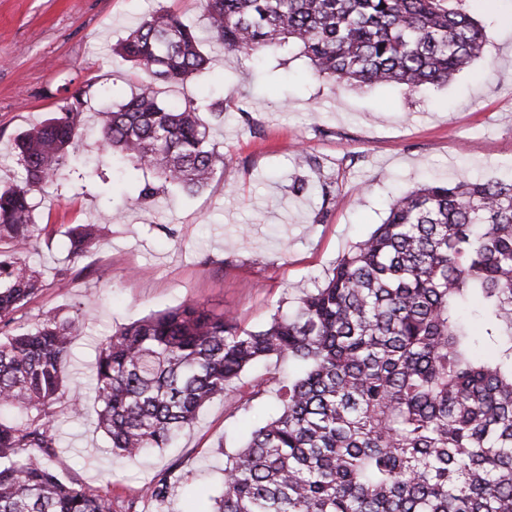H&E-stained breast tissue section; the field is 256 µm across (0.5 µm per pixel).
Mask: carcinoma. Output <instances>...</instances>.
Returning <instances> with one entry per match:
<instances>
[{
	"label": "carcinoma",
	"instance_id": "cac0c4a2",
	"mask_svg": "<svg viewBox=\"0 0 512 512\" xmlns=\"http://www.w3.org/2000/svg\"><path fill=\"white\" fill-rule=\"evenodd\" d=\"M461 0H203L209 39L255 58L299 48L332 85H445L482 57L481 26ZM114 51L145 74L98 112L102 152L191 194L224 168L200 118L163 89L201 75L209 57L190 26L158 10ZM81 95L17 136L24 171L0 188V512H115L112 498L63 480L56 405L83 313L13 314L45 286L28 261L47 227L38 196L71 172ZM67 228L66 261L101 239ZM473 307L475 322L463 318ZM286 359L272 381L280 411L225 455L212 512H512V181L429 183L393 200L386 219L291 311L260 328L195 303L121 327L98 350V423L112 453L165 448L216 397L240 402L257 363ZM176 466L145 496L163 501Z\"/></svg>",
	"mask_w": 512,
	"mask_h": 512
}]
</instances>
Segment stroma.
I'll list each match as a JSON object with an SVG mask.
<instances>
[{
    "instance_id": "35a3bbf8",
    "label": "stroma",
    "mask_w": 512,
    "mask_h": 512,
    "mask_svg": "<svg viewBox=\"0 0 512 512\" xmlns=\"http://www.w3.org/2000/svg\"><path fill=\"white\" fill-rule=\"evenodd\" d=\"M463 6L485 30L483 57L447 85L413 93L332 88L294 48L258 64L208 47L209 71L165 96L182 103L223 89V119H202L229 162L197 194L170 186L141 204L139 187L153 173H125L101 157L98 110L118 104L144 77L112 46L161 7L203 29L201 0H0V185L23 176L15 137L78 93L84 130L76 166L105 178L87 195L69 180L43 195L35 216L48 234L28 259L45 286L14 315L25 325L46 309L64 318L87 312L54 415L60 446L51 465L60 477L112 497L119 508L133 500L138 512H209L223 489L226 453L275 414L272 391L235 408L214 399L171 447L118 459L97 426L92 385L104 337L187 302L262 326L276 308L292 309L327 280L401 191L428 180L512 178V0ZM302 150L311 167L296 168ZM316 177L330 182L329 198L295 190L297 179ZM73 224L101 225L102 238L62 277L64 232ZM74 401L77 416L69 409ZM175 463L179 478L164 502L144 497Z\"/></svg>"
}]
</instances>
